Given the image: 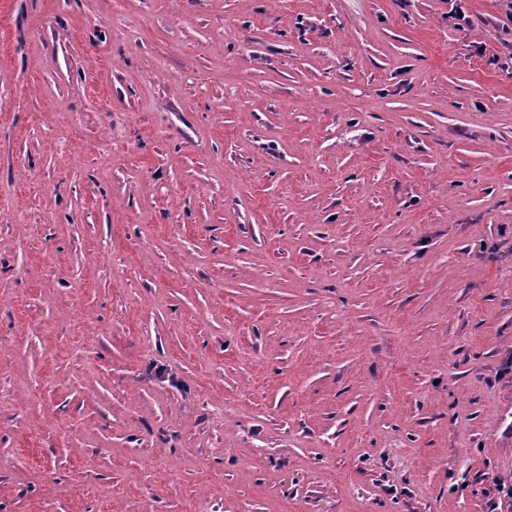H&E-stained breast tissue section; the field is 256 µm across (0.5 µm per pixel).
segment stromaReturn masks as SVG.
Here are the masks:
<instances>
[{"label": "stroma", "instance_id": "obj_1", "mask_svg": "<svg viewBox=\"0 0 512 512\" xmlns=\"http://www.w3.org/2000/svg\"><path fill=\"white\" fill-rule=\"evenodd\" d=\"M503 484L507 0H0V512Z\"/></svg>", "mask_w": 512, "mask_h": 512}]
</instances>
